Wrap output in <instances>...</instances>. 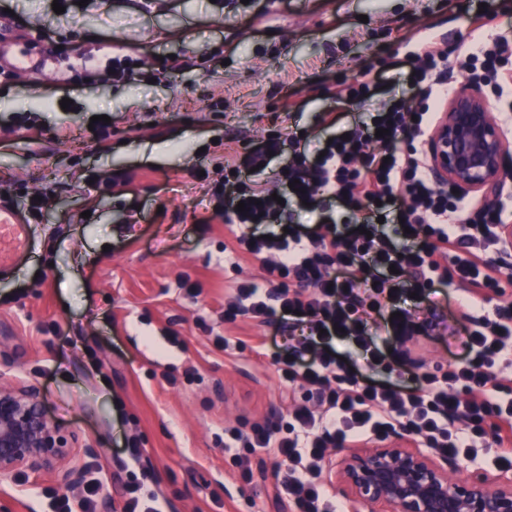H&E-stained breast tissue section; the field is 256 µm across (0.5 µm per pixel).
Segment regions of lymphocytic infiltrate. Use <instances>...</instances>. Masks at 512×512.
Instances as JSON below:
<instances>
[{
	"label": "lymphocytic infiltrate",
	"mask_w": 512,
	"mask_h": 512,
	"mask_svg": "<svg viewBox=\"0 0 512 512\" xmlns=\"http://www.w3.org/2000/svg\"><path fill=\"white\" fill-rule=\"evenodd\" d=\"M408 60L416 101L376 105L371 82L346 85L338 99L368 110L346 136L312 148L307 135L290 130L245 144L225 154L226 175L214 192L231 253L265 271L236 286L225 323L249 317L268 326L295 310L308 329L278 359L293 402L282 429L224 431V450L244 480L252 478L254 449L287 461L281 485L291 512H346L320 480L328 448H358L401 430L419 447L469 460L487 454L498 470L512 471V304H490L502 290L493 255L501 250L503 209L435 186L424 149L451 93L443 78L449 63L500 95L512 81V46L501 37L452 48L426 38ZM281 157L284 172L268 181V166ZM304 202L319 213L317 223L295 221L292 209ZM455 282L467 294L462 358L422 373L420 389L367 378L337 352L335 340H349L370 364L385 363L371 314L395 342L430 334L433 321L395 315L390 302Z\"/></svg>",
	"instance_id": "1"
}]
</instances>
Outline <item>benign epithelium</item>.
Instances as JSON below:
<instances>
[{"instance_id": "7a95c632", "label": "benign epithelium", "mask_w": 512, "mask_h": 512, "mask_svg": "<svg viewBox=\"0 0 512 512\" xmlns=\"http://www.w3.org/2000/svg\"><path fill=\"white\" fill-rule=\"evenodd\" d=\"M509 141L487 95L467 79L457 83L429 137L437 179L495 201L512 171ZM328 479L353 512H512V475L474 469L459 480L456 460L393 437L365 448L336 449ZM67 441L44 411L37 390L0 378V472L50 473L71 487L82 472L67 467Z\"/></svg>"}]
</instances>
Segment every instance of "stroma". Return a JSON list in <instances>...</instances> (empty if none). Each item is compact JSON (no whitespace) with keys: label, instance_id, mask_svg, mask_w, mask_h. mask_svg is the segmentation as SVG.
Here are the masks:
<instances>
[{"label":"stroma","instance_id":"35a3bbf8","mask_svg":"<svg viewBox=\"0 0 512 512\" xmlns=\"http://www.w3.org/2000/svg\"><path fill=\"white\" fill-rule=\"evenodd\" d=\"M0 0V192L30 223L0 226V375L36 387L71 444L81 484L0 473V512H117L130 476L165 512H290L278 461L249 456L242 481L219 442L285 417L273 366L279 324L222 321L236 282L258 278L247 256L224 259V221L209 204L228 145L273 131L324 135L319 113L356 115L336 91L371 70L378 98L413 101L391 68L417 31L473 39L469 0ZM264 11L262 24L251 15ZM180 71L167 70L171 58ZM137 64L118 81L113 60ZM68 108H61L62 99ZM110 114L108 129L91 117ZM461 288L403 307L436 329L408 343L395 371L364 375L415 385L460 358ZM241 344L225 354L221 336ZM144 453L133 462L130 444ZM99 448L82 455L84 445ZM99 485L83 508L87 483Z\"/></svg>","mask_w":512,"mask_h":512}]
</instances>
